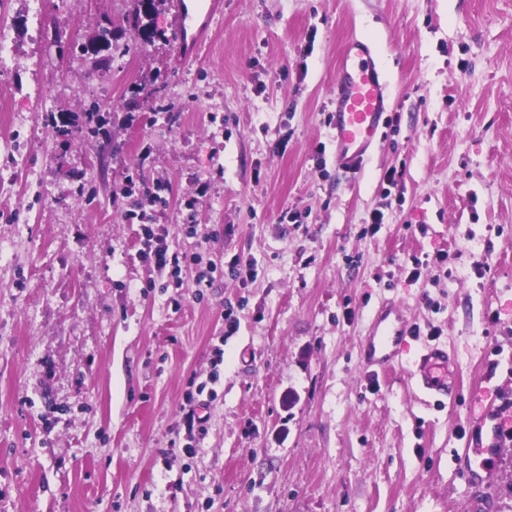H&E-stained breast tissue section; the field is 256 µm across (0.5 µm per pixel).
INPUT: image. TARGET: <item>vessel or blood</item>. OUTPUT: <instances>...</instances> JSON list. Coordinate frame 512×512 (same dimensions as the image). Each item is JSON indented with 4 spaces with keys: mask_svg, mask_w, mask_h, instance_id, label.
<instances>
[{
    "mask_svg": "<svg viewBox=\"0 0 512 512\" xmlns=\"http://www.w3.org/2000/svg\"><path fill=\"white\" fill-rule=\"evenodd\" d=\"M179 30L177 54H198L219 12L218 0H171ZM389 107V90L370 43L349 41L342 58L341 75L336 83V159L340 165L359 163L377 138ZM412 330L401 312L392 306L376 316L366 343L371 360L382 368L393 367ZM454 363L446 346L427 345L412 373L417 390L425 397L442 400L455 390Z\"/></svg>",
    "mask_w": 512,
    "mask_h": 512,
    "instance_id": "1",
    "label": "vessel or blood"
}]
</instances>
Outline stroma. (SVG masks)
<instances>
[{"label":"stroma","instance_id":"obj_1","mask_svg":"<svg viewBox=\"0 0 512 512\" xmlns=\"http://www.w3.org/2000/svg\"><path fill=\"white\" fill-rule=\"evenodd\" d=\"M134 7L0 0V512H512V0H223L187 63L163 4L133 48ZM355 36L390 107L343 170ZM147 227L179 273L140 258ZM387 300L419 334L376 374ZM433 343L439 406L410 375ZM454 363L448 355V347L440 344L427 345L411 373L417 390L436 401L448 399L455 390Z\"/></svg>","mask_w":512,"mask_h":512}]
</instances>
